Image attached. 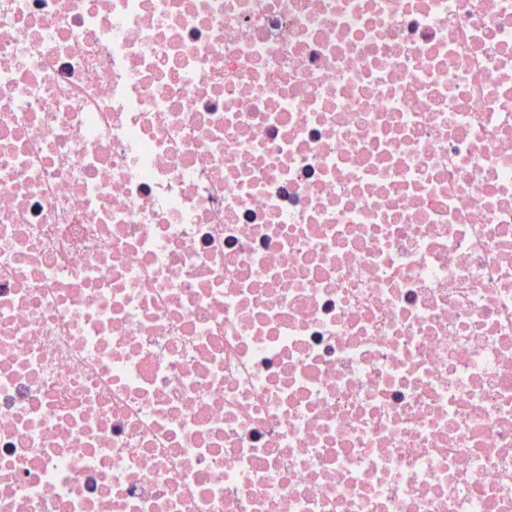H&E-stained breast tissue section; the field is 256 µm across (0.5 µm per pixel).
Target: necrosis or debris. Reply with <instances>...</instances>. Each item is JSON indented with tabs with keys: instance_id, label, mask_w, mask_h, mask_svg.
<instances>
[{
	"instance_id": "4bbe7bcc",
	"label": "necrosis or debris",
	"mask_w": 512,
	"mask_h": 512,
	"mask_svg": "<svg viewBox=\"0 0 512 512\" xmlns=\"http://www.w3.org/2000/svg\"><path fill=\"white\" fill-rule=\"evenodd\" d=\"M0 512H512V0H0Z\"/></svg>"
}]
</instances>
